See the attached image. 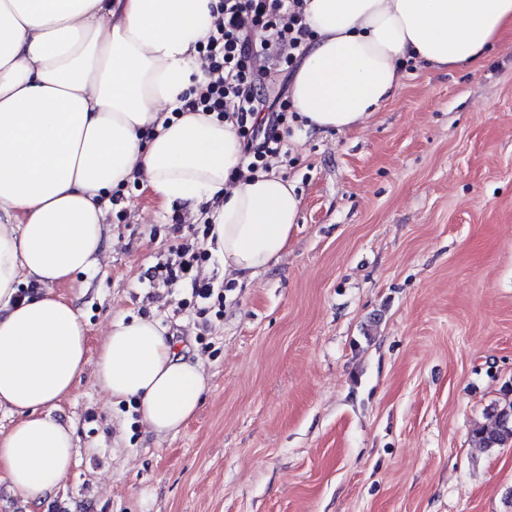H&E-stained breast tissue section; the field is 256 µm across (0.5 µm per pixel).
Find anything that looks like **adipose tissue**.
<instances>
[{"instance_id":"ef3b65f1","label":"adipose tissue","mask_w":512,"mask_h":512,"mask_svg":"<svg viewBox=\"0 0 512 512\" xmlns=\"http://www.w3.org/2000/svg\"><path fill=\"white\" fill-rule=\"evenodd\" d=\"M220 0H0V481L40 506L73 464L52 414L73 390L88 330L62 287L105 253L111 192L141 178L166 205H209L234 279L277 262L301 199L280 175L230 184L233 122L182 106L205 79L198 49ZM316 36L289 94L306 128L345 131L398 90L404 62L446 71L512 33V0H306ZM178 113L167 116L166 107ZM32 285L20 295L21 282ZM95 377L135 399L155 436L177 432L206 387L154 318L113 320Z\"/></svg>"}]
</instances>
